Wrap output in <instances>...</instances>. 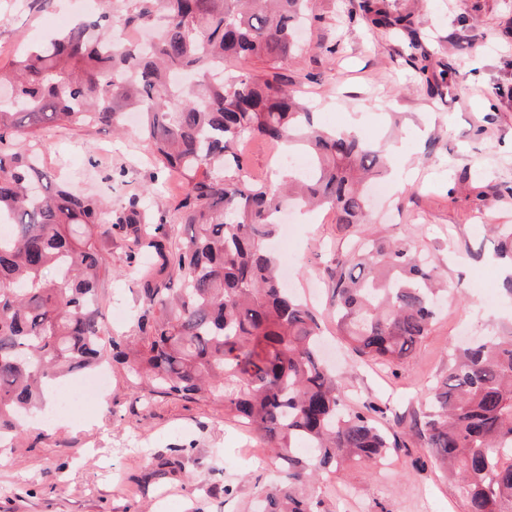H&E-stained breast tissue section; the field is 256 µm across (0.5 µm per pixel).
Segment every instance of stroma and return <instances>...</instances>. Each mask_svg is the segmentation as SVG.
<instances>
[{
	"mask_svg": "<svg viewBox=\"0 0 512 512\" xmlns=\"http://www.w3.org/2000/svg\"><path fill=\"white\" fill-rule=\"evenodd\" d=\"M402 16L411 32L375 26L370 12ZM315 17L301 34L303 51L283 67L308 100L317 124L357 127L383 144L393 175L389 197L372 220L410 240L448 282V302L414 356L396 367L361 362L343 344L329 307L336 250L348 231L333 212L292 214L288 238L274 252L293 257L289 288L320 313L325 350L347 386L348 404L381 408L380 422L403 434L398 456L353 467L325 480L333 512H463L464 506L427 448L409 433L433 384L448 371L453 346L512 329L508 274L489 227L512 224V0H311ZM83 0H0V66L9 48L41 40L83 12ZM426 58H412L411 38ZM40 132L56 178L79 194L125 206L154 185L153 212L187 235L177 206L178 175L154 159L140 136L96 127ZM415 175L405 180L404 168ZM483 202H476V191ZM128 236L100 246L112 267L101 314L113 335L135 333L140 264ZM109 385L94 406L44 423L36 447L0 450V512H254L261 490L277 479L265 447L211 399H143L138 379L107 363Z\"/></svg>",
	"mask_w": 512,
	"mask_h": 512,
	"instance_id": "stroma-1",
	"label": "stroma"
}]
</instances>
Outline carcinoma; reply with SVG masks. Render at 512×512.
Wrapping results in <instances>:
<instances>
[{
	"label": "carcinoma",
	"mask_w": 512,
	"mask_h": 512,
	"mask_svg": "<svg viewBox=\"0 0 512 512\" xmlns=\"http://www.w3.org/2000/svg\"><path fill=\"white\" fill-rule=\"evenodd\" d=\"M312 20L308 0H99L0 68V90L11 89L0 95V143L15 140L0 150V443L24 434L52 382L92 368L109 348L147 397L219 398L275 448L279 480L263 491L261 512H329L319 483L405 446L378 426L376 406H348L342 377L320 354L316 311L282 286L268 247L286 197L360 228L331 281L336 327L360 357L405 361L437 317L439 272L428 256L362 231L366 186L388 173L383 149L316 126L280 73ZM143 30L147 43L134 36ZM226 62L265 69L226 79ZM130 112L158 163L183 180L178 210L189 232L172 256L162 224L135 239L130 257L151 251L159 262L145 272L128 350L100 316L112 269L99 240L153 223L151 210L134 199L107 211L56 183L38 131L86 120L117 131ZM252 139L306 154L309 172L248 180L238 150ZM498 255L512 261V224L500 229ZM172 266L176 288L166 281ZM411 432L464 512H512V335L454 349Z\"/></svg>",
	"instance_id": "obj_1"
}]
</instances>
